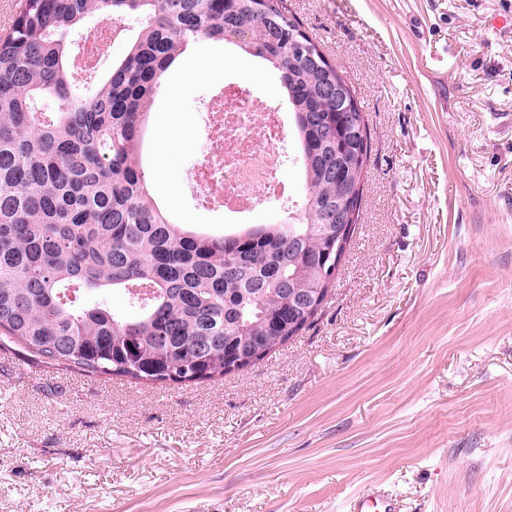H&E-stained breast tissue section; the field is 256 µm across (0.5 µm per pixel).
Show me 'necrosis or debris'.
Instances as JSON below:
<instances>
[{"mask_svg": "<svg viewBox=\"0 0 512 512\" xmlns=\"http://www.w3.org/2000/svg\"><path fill=\"white\" fill-rule=\"evenodd\" d=\"M287 140L284 112L238 83L225 82L223 95L211 107L205 148L192 171L196 194L231 218L272 202L291 207L294 192L281 177Z\"/></svg>", "mask_w": 512, "mask_h": 512, "instance_id": "necrosis-or-debris-1", "label": "necrosis or debris"}]
</instances>
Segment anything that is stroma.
<instances>
[{
  "instance_id": "35a3bbf8",
  "label": "stroma",
  "mask_w": 512,
  "mask_h": 512,
  "mask_svg": "<svg viewBox=\"0 0 512 512\" xmlns=\"http://www.w3.org/2000/svg\"><path fill=\"white\" fill-rule=\"evenodd\" d=\"M373 136L360 217L294 340L217 381L90 377L0 350V512H512V0H288ZM147 133L159 201L212 230L187 172L225 76L204 39ZM390 499L376 495L371 488H365L353 499L348 512H394Z\"/></svg>"
}]
</instances>
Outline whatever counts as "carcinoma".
<instances>
[{"instance_id": "cac0c4a2", "label": "carcinoma", "mask_w": 512, "mask_h": 512, "mask_svg": "<svg viewBox=\"0 0 512 512\" xmlns=\"http://www.w3.org/2000/svg\"><path fill=\"white\" fill-rule=\"evenodd\" d=\"M137 20L125 55L78 90L72 35L94 19ZM204 37L258 59L291 114L298 208L222 233L181 224L152 195L144 138L175 61ZM345 83L287 0H24L0 36V347L89 376L190 383L228 373L260 339L283 345L309 313L293 287L327 289L329 212L353 215L371 133ZM123 293L132 314L97 293ZM91 300L76 306L68 293Z\"/></svg>"}]
</instances>
